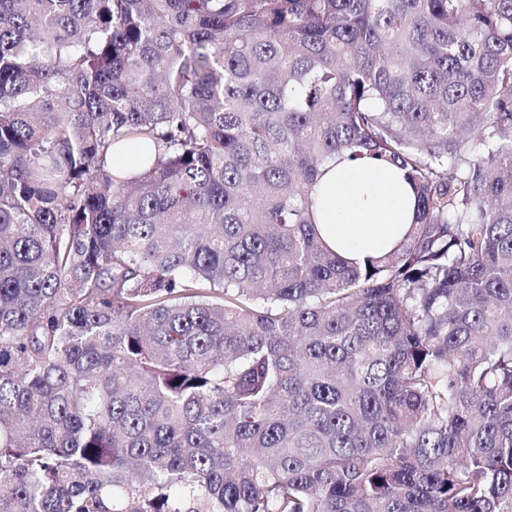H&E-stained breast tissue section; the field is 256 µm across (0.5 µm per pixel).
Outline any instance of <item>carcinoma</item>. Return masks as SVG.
Returning <instances> with one entry per match:
<instances>
[{
	"label": "carcinoma",
	"mask_w": 512,
	"mask_h": 512,
	"mask_svg": "<svg viewBox=\"0 0 512 512\" xmlns=\"http://www.w3.org/2000/svg\"><path fill=\"white\" fill-rule=\"evenodd\" d=\"M0 512H512V0H0ZM313 189L327 245L350 262H363L397 244L415 216L404 173L383 162L336 157Z\"/></svg>",
	"instance_id": "cac0c4a2"
}]
</instances>
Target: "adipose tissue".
Returning <instances> with one entry per match:
<instances>
[{
	"label": "adipose tissue",
	"instance_id": "ef3b65f1",
	"mask_svg": "<svg viewBox=\"0 0 512 512\" xmlns=\"http://www.w3.org/2000/svg\"><path fill=\"white\" fill-rule=\"evenodd\" d=\"M313 195L325 242L351 262L390 250L415 216L403 172L373 158L326 164Z\"/></svg>",
	"mask_w": 512,
	"mask_h": 512
}]
</instances>
